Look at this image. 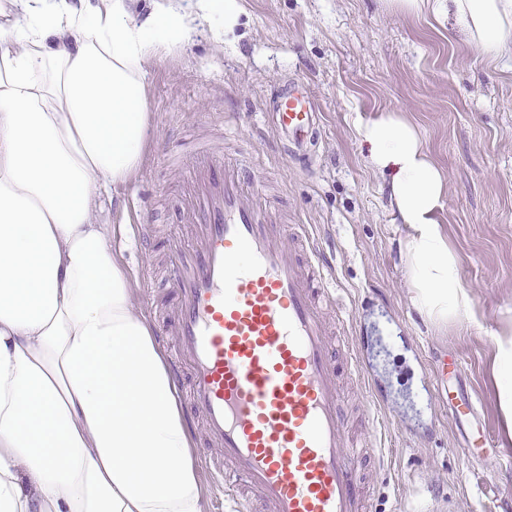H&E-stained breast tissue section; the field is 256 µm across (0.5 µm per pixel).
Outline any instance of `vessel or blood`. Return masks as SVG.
Segmentation results:
<instances>
[{
  "label": "vessel or blood",
  "mask_w": 512,
  "mask_h": 512,
  "mask_svg": "<svg viewBox=\"0 0 512 512\" xmlns=\"http://www.w3.org/2000/svg\"><path fill=\"white\" fill-rule=\"evenodd\" d=\"M271 122L287 155L310 154L321 114L302 83L277 88ZM172 204L196 229L191 251L167 257L176 328L171 369L217 455L204 462L215 487L267 512H371L353 478L358 452L339 408L337 368L319 310L308 238L287 245L281 214L260 203L243 167L223 152L191 151ZM456 422L475 416L471 396L448 400Z\"/></svg>",
  "instance_id": "b4317fda"
}]
</instances>
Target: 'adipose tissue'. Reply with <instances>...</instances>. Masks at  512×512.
<instances>
[{
	"label": "adipose tissue",
	"instance_id": "ef3b65f1",
	"mask_svg": "<svg viewBox=\"0 0 512 512\" xmlns=\"http://www.w3.org/2000/svg\"><path fill=\"white\" fill-rule=\"evenodd\" d=\"M0 20V512H206L162 349L95 221L102 191L145 154L148 64L187 43L177 0H10ZM453 13L477 51L512 57V0H386ZM407 229L413 302L437 322L472 315L439 222L446 176L415 124H359ZM494 376L512 437V338Z\"/></svg>",
	"mask_w": 512,
	"mask_h": 512
}]
</instances>
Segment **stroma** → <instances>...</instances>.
Wrapping results in <instances>:
<instances>
[{"label": "stroma", "mask_w": 512, "mask_h": 512, "mask_svg": "<svg viewBox=\"0 0 512 512\" xmlns=\"http://www.w3.org/2000/svg\"><path fill=\"white\" fill-rule=\"evenodd\" d=\"M233 30L222 18L199 22L187 44L148 66L151 115L145 158L128 184L99 200L112 247L151 328L170 319L174 300L161 269L165 243H194L167 194L178 172L164 154L207 144L250 168L267 205L303 225L333 291L332 316L350 325L376 392L342 402L346 420L382 459L366 458L359 476L372 512H506L512 496V440L499 408L492 366L497 341L512 335V59L484 62L454 15H408L385 0H238ZM302 79L323 114L309 161L287 160L267 108L277 86ZM382 111L420 130L447 178L440 222L458 258L474 317L436 324L412 303L401 258L389 182L368 163L357 126ZM150 220V248L135 237ZM458 361L464 375L437 376ZM462 383L480 399L478 427L492 445L457 453L447 387ZM438 395L420 412L410 393Z\"/></svg>", "instance_id": "stroma-1"}]
</instances>
